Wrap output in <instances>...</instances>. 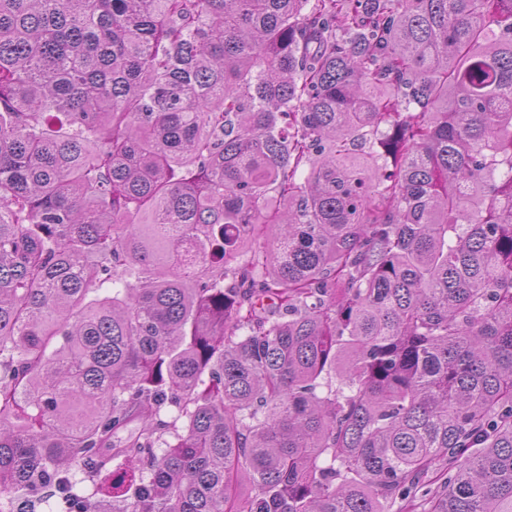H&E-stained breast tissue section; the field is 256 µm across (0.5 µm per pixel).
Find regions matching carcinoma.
<instances>
[{
	"instance_id": "carcinoma-1",
	"label": "carcinoma",
	"mask_w": 512,
	"mask_h": 512,
	"mask_svg": "<svg viewBox=\"0 0 512 512\" xmlns=\"http://www.w3.org/2000/svg\"><path fill=\"white\" fill-rule=\"evenodd\" d=\"M419 491L512 512V0H0V512Z\"/></svg>"
}]
</instances>
